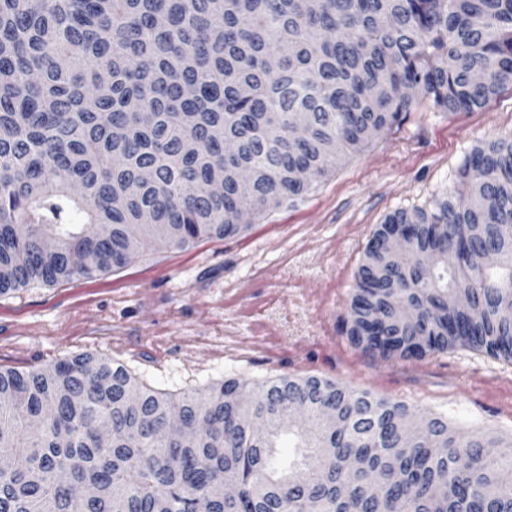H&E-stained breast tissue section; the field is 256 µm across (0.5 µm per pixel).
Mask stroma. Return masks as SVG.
Segmentation results:
<instances>
[{
	"instance_id": "stroma-1",
	"label": "stroma",
	"mask_w": 512,
	"mask_h": 512,
	"mask_svg": "<svg viewBox=\"0 0 512 512\" xmlns=\"http://www.w3.org/2000/svg\"><path fill=\"white\" fill-rule=\"evenodd\" d=\"M510 133L512 84L467 112L422 104L237 235L157 243L90 278L0 294V368L90 353L174 396L227 379L316 376L511 435L512 361L462 347L388 360L342 331L377 224L456 188L464 156Z\"/></svg>"
}]
</instances>
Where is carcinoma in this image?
<instances>
[{
    "instance_id": "obj_1",
    "label": "carcinoma",
    "mask_w": 512,
    "mask_h": 512,
    "mask_svg": "<svg viewBox=\"0 0 512 512\" xmlns=\"http://www.w3.org/2000/svg\"><path fill=\"white\" fill-rule=\"evenodd\" d=\"M511 82L512 0H0V294L122 267L156 224L234 235L402 113ZM458 183L373 232L351 346L512 359V134ZM0 452V512H512V436L317 377L173 397L91 355L0 369Z\"/></svg>"
}]
</instances>
